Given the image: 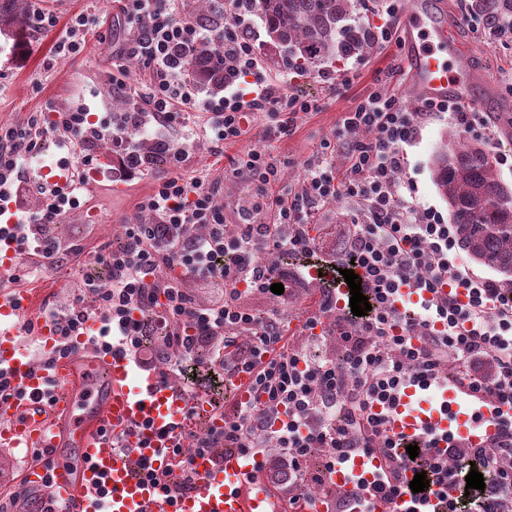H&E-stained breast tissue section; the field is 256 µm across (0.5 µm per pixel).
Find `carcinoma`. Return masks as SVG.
Instances as JSON below:
<instances>
[{
  "label": "carcinoma",
  "mask_w": 512,
  "mask_h": 512,
  "mask_svg": "<svg viewBox=\"0 0 512 512\" xmlns=\"http://www.w3.org/2000/svg\"><path fill=\"white\" fill-rule=\"evenodd\" d=\"M359 2L258 0L254 10L288 69L312 72L372 49L368 24L354 15ZM470 8L490 21L512 20V0H472ZM221 54V47L204 45L186 70L191 81L214 95L231 79ZM433 180L448 203L458 248L475 264L512 279V186L501 179L495 157L479 140L452 130L435 153Z\"/></svg>",
  "instance_id": "carcinoma-1"
}]
</instances>
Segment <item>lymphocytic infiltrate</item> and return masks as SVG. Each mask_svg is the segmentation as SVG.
<instances>
[{"instance_id":"lymphocytic-infiltrate-1","label":"lymphocytic infiltrate","mask_w":512,"mask_h":512,"mask_svg":"<svg viewBox=\"0 0 512 512\" xmlns=\"http://www.w3.org/2000/svg\"><path fill=\"white\" fill-rule=\"evenodd\" d=\"M177 2L124 0L123 18L137 33L120 52L139 58L150 74L128 111L108 119L79 107L0 124V186L7 189L0 215L12 209L18 214L8 282L17 281L18 271L34 277L82 256L79 245L48 238L45 227L79 204L86 177L60 193L26 175L44 138L62 130L81 144L110 141L119 168L133 176L147 164L138 135L149 132L165 166L139 203L150 223L122 225L119 243L93 256L108 268V282L86 278L81 297L66 309L45 310L43 317L59 336L60 357L84 334L97 351L141 358L142 368L163 381L189 377L197 393L205 376H249L253 401L235 406L222 428L170 435L165 453L183 474L180 487L168 484L166 471L143 465V475L160 485L166 502L195 485L194 456L219 457L231 447L259 472L269 454H278L283 467L277 484L290 507L314 500L336 463L363 454L380 457L381 472L370 481L354 478L349 490L336 493V512H373L375 502L405 494L423 503L426 493H411L402 480L409 469L449 494L447 512H512V283L461 268L454 225L418 209L400 177L404 147L415 141L423 119L445 115L471 132L487 128L488 117L429 98L421 111L409 112L396 98L373 91L344 112L322 141L305 166L302 190L279 185L280 161L273 152L239 155L234 171L249 190L227 210L219 182L189 163L186 146L197 132V112L207 115L209 149L220 159L225 144L247 133L250 117L262 119L263 137L274 143L294 134L299 114L317 104L262 74L245 0H223V11L238 18L233 29L217 20L207 25L175 18ZM29 15L35 32H57L55 56L84 50L91 26L85 14L63 23L45 0H30ZM217 38L232 79L221 99L200 101L185 69L198 46ZM339 152L349 162L342 178L333 164ZM341 198L353 202L356 221L345 248L326 263L334 271H362L371 309L361 317L336 314L329 289H320L300 342L285 335L284 319L297 291L310 282L305 270L285 268L280 259L314 253L311 218ZM190 278L219 289V297L197 301L186 286ZM275 283L284 292L272 295L270 309L257 313L244 306L245 296L271 295ZM404 287L425 295L416 317L401 316L395 307ZM149 312L160 317L162 339L150 353L144 350ZM324 334L335 337L337 354L311 350ZM450 379L462 398L490 412L495 434L477 447L452 437L443 448L428 434L418 442L417 457L396 455L397 443L374 404L393 405L409 385L433 391ZM316 448L323 462L313 469L308 458ZM472 470L482 473L484 490H467Z\"/></svg>"}]
</instances>
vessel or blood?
Listing matches in <instances>:
<instances>
[{"label":"vessel or blood","instance_id":"b4317fda","mask_svg":"<svg viewBox=\"0 0 512 512\" xmlns=\"http://www.w3.org/2000/svg\"><path fill=\"white\" fill-rule=\"evenodd\" d=\"M406 35L405 67L409 78L427 98L472 104L469 68L460 66L463 45L453 42L447 23L427 10L423 0H406L402 14ZM24 303L0 293V369L15 392L0 401V446L38 449L39 463L26 472L29 485L50 481L54 499L64 512H280V505L261 473L233 448L222 457L196 456L199 477L194 489L166 504L162 491L142 479L138 462L150 459L164 468L162 448L184 411L195 408L209 427L223 426L203 398L191 399L177 386L152 375H137L128 357L101 356L84 346L49 365H34L14 341L13 325ZM390 436L408 444L425 431L452 435L479 445L494 427L472 421L461 411L454 391L443 393L431 406L420 388L406 387L394 408L385 411ZM137 424L129 452L113 448L104 427L119 430ZM74 449L77 467H69L63 449ZM379 459L359 455L336 464L332 485L350 488L353 477L373 479Z\"/></svg>","mask_w":512,"mask_h":512}]
</instances>
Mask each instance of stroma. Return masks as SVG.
<instances>
[{
    "mask_svg": "<svg viewBox=\"0 0 512 512\" xmlns=\"http://www.w3.org/2000/svg\"><path fill=\"white\" fill-rule=\"evenodd\" d=\"M365 4L372 11V29L390 27L393 40L375 43L372 51L360 58L330 65V72L338 79L334 86L322 81L319 73L289 71L278 48L266 36L260 18L251 16V31L267 74L281 79L286 91H299L317 99L319 108L300 116L292 137L273 144L264 140L262 122L252 120L247 137L227 147L221 161L211 156L206 141L190 144L193 165L210 170L213 178L223 184L226 205H235L247 192L245 181L229 164L231 157L249 149H273L284 161L282 183L297 187L304 178V165L315 155L320 140L335 129L342 113L356 99L380 88L396 95L408 110L420 105L421 98L403 68L405 50L398 45L403 38L398 0H365ZM48 6L63 22L74 13L92 19L88 47L76 56L51 58L53 35L33 33L31 26L12 23L1 13L0 122L22 123L35 112L84 104L94 112L102 108L111 113L128 111L135 91L146 79V69L141 64L130 67L129 57L112 53L134 33L133 27L119 17L116 0H49ZM436 10L446 16L458 41L470 46L474 68L490 72L493 89L487 92L479 87L475 93L482 98L484 111L497 118L501 107L512 108V39L477 34L465 19L463 0H440ZM49 58L54 66L48 70L44 62ZM116 65L125 68V85L120 89L112 85V68ZM451 127L444 116L426 120L416 140L405 148L403 178L414 186L416 205L443 215L447 214L448 205L433 182L432 160ZM154 179L150 171L128 178L115 172L100 180L89 179L81 206L62 217L57 236L79 241L89 254L116 244L122 224L139 218L137 203L151 191ZM93 272V267L76 263L19 281L12 289L24 297L25 319L35 321L45 309H60L71 303L79 294V284ZM31 461L32 454L26 449L0 447V497L8 499L10 512H36L45 495L44 490L24 483L23 473Z\"/></svg>",
    "mask_w": 512,
    "mask_h": 512,
    "instance_id": "obj_1",
    "label": "stroma"
}]
</instances>
